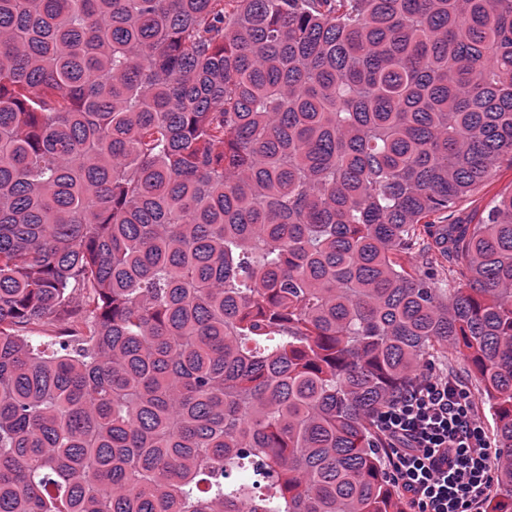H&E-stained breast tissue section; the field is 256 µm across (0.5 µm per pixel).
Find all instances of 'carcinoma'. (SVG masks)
<instances>
[{"label":"carcinoma","instance_id":"cac0c4a2","mask_svg":"<svg viewBox=\"0 0 512 512\" xmlns=\"http://www.w3.org/2000/svg\"><path fill=\"white\" fill-rule=\"evenodd\" d=\"M505 159L512 0H0V512H406L450 348L512 512ZM512 189V169L507 162L497 168L487 182L457 201L456 215L461 219H477L487 209L491 200L500 193Z\"/></svg>","mask_w":512,"mask_h":512}]
</instances>
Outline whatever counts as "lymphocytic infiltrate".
<instances>
[{
	"mask_svg": "<svg viewBox=\"0 0 512 512\" xmlns=\"http://www.w3.org/2000/svg\"><path fill=\"white\" fill-rule=\"evenodd\" d=\"M376 425L387 443L388 477L410 512H475L487 498L497 450L456 379L421 374L378 412Z\"/></svg>",
	"mask_w": 512,
	"mask_h": 512,
	"instance_id": "obj_1",
	"label": "lymphocytic infiltrate"
}]
</instances>
